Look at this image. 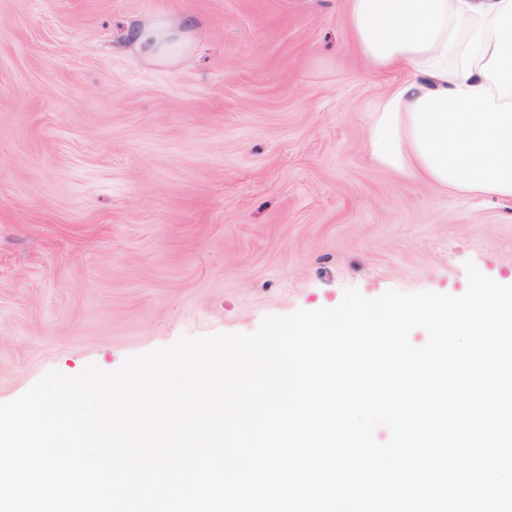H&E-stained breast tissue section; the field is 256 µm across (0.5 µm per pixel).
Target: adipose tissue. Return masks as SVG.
I'll return each instance as SVG.
<instances>
[{
    "label": "adipose tissue",
    "instance_id": "ef3b65f1",
    "mask_svg": "<svg viewBox=\"0 0 512 512\" xmlns=\"http://www.w3.org/2000/svg\"><path fill=\"white\" fill-rule=\"evenodd\" d=\"M348 25L375 69H410L375 108L371 161L512 201V0H349ZM130 39L157 61L187 41L165 20Z\"/></svg>",
    "mask_w": 512,
    "mask_h": 512
}]
</instances>
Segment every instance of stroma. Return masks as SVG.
Segmentation results:
<instances>
[{
	"instance_id": "1",
	"label": "stroma",
	"mask_w": 512,
	"mask_h": 512,
	"mask_svg": "<svg viewBox=\"0 0 512 512\" xmlns=\"http://www.w3.org/2000/svg\"><path fill=\"white\" fill-rule=\"evenodd\" d=\"M192 15L146 59L133 29ZM345 0H0V402L345 289L512 278V202L410 182L366 132Z\"/></svg>"
}]
</instances>
